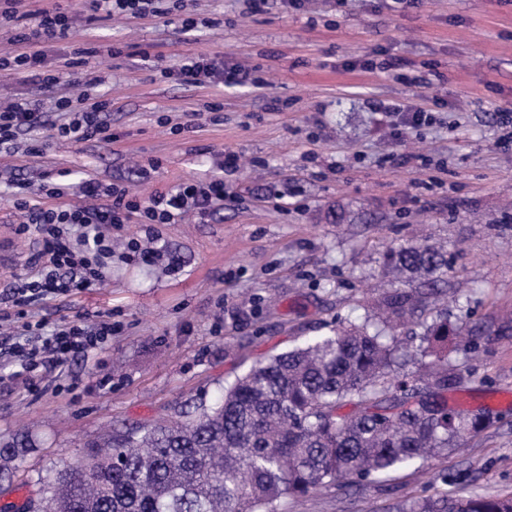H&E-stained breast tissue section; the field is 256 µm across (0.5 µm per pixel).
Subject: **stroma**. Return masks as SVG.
Segmentation results:
<instances>
[{
    "instance_id": "stroma-1",
    "label": "stroma",
    "mask_w": 512,
    "mask_h": 512,
    "mask_svg": "<svg viewBox=\"0 0 512 512\" xmlns=\"http://www.w3.org/2000/svg\"><path fill=\"white\" fill-rule=\"evenodd\" d=\"M168 0V20L90 19L68 0L69 35L46 48L47 67L89 44L117 48L90 58L111 99L112 143L41 134L42 154L0 150V225L17 227L13 178L63 189L62 203L85 205L82 182L129 187L142 198L181 182L223 178V207L205 220L124 224L112 236L145 239L176 267L113 257L105 283L42 301L17 317L11 290L41 249L17 235L20 264L0 272V446L23 431L35 445L9 465L0 512H21L38 477L74 465L85 442L109 427L171 418L186 402H212L254 362L339 323L361 322L374 285L397 288L383 272L391 248L420 240L448 249L450 322L464 331L450 356L466 378L449 405L490 410L494 424L431 471L454 482L426 485L411 470L375 486L327 488L278 512H389L406 494L512 493V143L501 108L512 105V0H194L195 28ZM149 46L150 59L138 50ZM207 55L242 66L262 87L221 90L168 76L186 58ZM406 61L408 75L436 70L414 86L381 70ZM62 78L41 90L0 73V104L36 100L54 121L55 102L78 95ZM223 104L219 122L208 106ZM415 105L431 117L401 141L389 135L387 108ZM241 159L224 168L225 152ZM121 329L96 360L77 358L14 377L12 353L25 325L96 322Z\"/></svg>"
}]
</instances>
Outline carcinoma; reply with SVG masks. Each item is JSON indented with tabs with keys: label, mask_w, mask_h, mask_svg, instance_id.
I'll list each match as a JSON object with an SVG mask.
<instances>
[{
	"label": "carcinoma",
	"mask_w": 512,
	"mask_h": 512,
	"mask_svg": "<svg viewBox=\"0 0 512 512\" xmlns=\"http://www.w3.org/2000/svg\"><path fill=\"white\" fill-rule=\"evenodd\" d=\"M384 267L435 283L448 275V252L391 248ZM437 293L386 291L374 299L386 317L373 314L256 363L219 400L179 421L112 429L77 465L39 482L36 497L48 512H277L285 498L422 469L493 423L489 412L448 406L445 392L463 374L448 361L459 331L445 313L421 324L416 344L394 333L392 320ZM408 362L417 370L400 371ZM396 512H512V494H413Z\"/></svg>",
	"instance_id": "carcinoma-1"
}]
</instances>
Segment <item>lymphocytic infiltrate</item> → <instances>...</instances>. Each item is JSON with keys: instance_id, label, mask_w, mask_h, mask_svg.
Here are the masks:
<instances>
[{"instance_id": "lymphocytic-infiltrate-1", "label": "lymphocytic infiltrate", "mask_w": 512, "mask_h": 512, "mask_svg": "<svg viewBox=\"0 0 512 512\" xmlns=\"http://www.w3.org/2000/svg\"><path fill=\"white\" fill-rule=\"evenodd\" d=\"M32 16L34 25L15 34L11 52L0 57V69L25 76L37 87L48 89L59 83L60 76L45 70L44 48L67 37L72 18L59 6L33 11ZM172 73L179 82L199 86H242L251 80L248 70L227 68L203 55L173 67ZM109 106V101L92 98L86 92L74 99L61 98L56 109L67 114L69 120L57 126L52 125L48 113L32 101L21 99L0 106V147H13L20 135L47 128L53 129L58 139L111 141L110 128L103 119ZM15 189L16 207L23 210L26 217L18 231L22 234L36 232L42 245L41 263L12 290V301L18 307L103 285L105 272L112 262L113 226L132 222L174 224L188 214L205 218L223 205L228 196L220 179L190 180L144 201L126 187L105 186L88 180L82 184L88 205L44 208L31 206V196L38 193L55 198L61 194L59 188L46 184L35 188L31 183L19 182ZM116 332L117 326L108 313L92 325L56 323L42 330L38 345L30 348L18 345L16 355L26 369L40 365L53 367L75 357L92 361Z\"/></svg>"}]
</instances>
